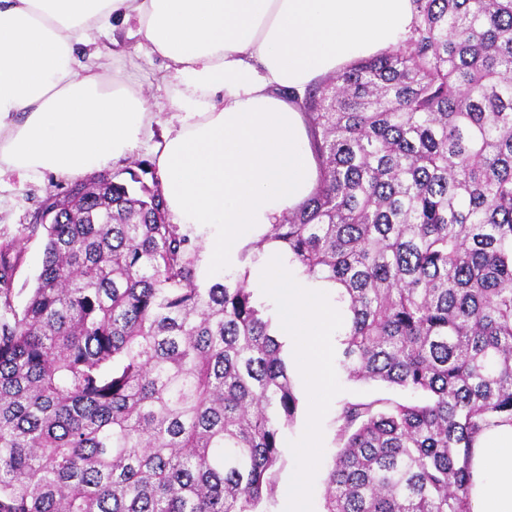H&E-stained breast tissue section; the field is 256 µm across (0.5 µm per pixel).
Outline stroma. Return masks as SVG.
<instances>
[{"mask_svg":"<svg viewBox=\"0 0 512 512\" xmlns=\"http://www.w3.org/2000/svg\"><path fill=\"white\" fill-rule=\"evenodd\" d=\"M102 62L111 65L119 61L121 68L138 82L149 106L158 113V122L153 127V136L145 140L129 157L120 159L107 167V174H119L128 179L130 174L140 175L144 183H151L155 140L161 137L173 114L167 106L174 94V86L164 78V63L156 56L147 54L135 35L132 26L116 27L112 36L101 42ZM68 180L50 174L37 179H21L13 174L0 176V239L18 236L21 228L35 223L39 207L51 192H60L67 188ZM24 262L17 273L13 286L14 303L23 307L36 284L41 269L44 237L37 234L21 243ZM289 375L298 394L300 403L297 417L283 436L284 464L276 476L274 499L270 512H287L288 499L285 491L292 480L296 468L295 448L304 444L309 434H316L318 456L315 470V486L318 496L315 500V512H324L322 494L333 456L340 448L336 437L335 417L339 405L355 398H390L396 401L406 400L407 395L399 390L379 384H363L350 381L342 372H335V392L330 398L311 391L304 384L301 375V363L304 350L295 338L287 340Z\"/></svg>","mask_w":512,"mask_h":512,"instance_id":"stroma-1","label":"stroma"}]
</instances>
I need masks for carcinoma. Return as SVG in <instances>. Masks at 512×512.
<instances>
[{
  "label": "carcinoma",
  "instance_id": "carcinoma-1",
  "mask_svg": "<svg viewBox=\"0 0 512 512\" xmlns=\"http://www.w3.org/2000/svg\"><path fill=\"white\" fill-rule=\"evenodd\" d=\"M396 49L307 92L319 181L258 241L339 286L355 399L325 512H472L470 458L512 425V0H413ZM48 195L22 310L0 240V512H268L299 398L246 276L201 285L158 177Z\"/></svg>",
  "mask_w": 512,
  "mask_h": 512
}]
</instances>
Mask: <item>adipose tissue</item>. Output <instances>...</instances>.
<instances>
[{"label": "adipose tissue", "instance_id": "ef3b65f1", "mask_svg": "<svg viewBox=\"0 0 512 512\" xmlns=\"http://www.w3.org/2000/svg\"><path fill=\"white\" fill-rule=\"evenodd\" d=\"M130 21L176 86L177 122L154 156L174 223L205 245L200 277L243 271L276 297L281 335L306 348L307 387L330 396L345 323L337 287L310 278L277 243L252 244L318 182L297 98L399 46L412 0H0V174L75 179L136 150L153 120L141 89L81 54ZM297 455L288 512H310L315 444ZM471 471L473 512H512V426L481 434Z\"/></svg>", "mask_w": 512, "mask_h": 512}]
</instances>
